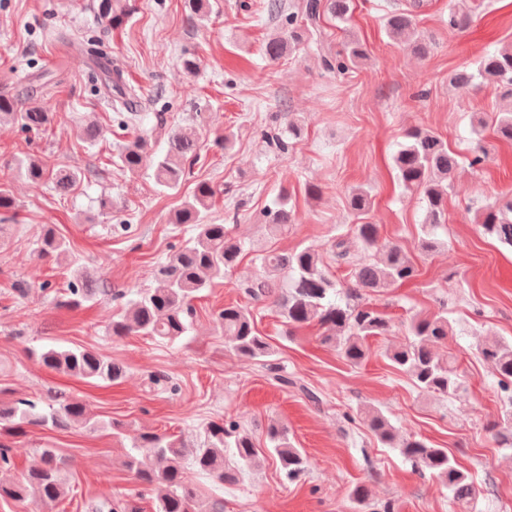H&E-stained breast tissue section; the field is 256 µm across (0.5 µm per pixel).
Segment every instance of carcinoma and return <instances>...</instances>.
<instances>
[{
  "label": "carcinoma",
  "instance_id": "obj_1",
  "mask_svg": "<svg viewBox=\"0 0 512 512\" xmlns=\"http://www.w3.org/2000/svg\"><path fill=\"white\" fill-rule=\"evenodd\" d=\"M188 18L202 22L207 17L205 0H185ZM353 9V0H306L305 18L315 22L322 15L346 22ZM385 27L395 40L407 43L419 56L429 53V45L411 40L417 27V16L411 11H393L385 17ZM299 33H275L263 44L265 56L272 62L292 53ZM367 49L358 40H350L336 56L324 59L330 69L344 71L366 59ZM512 86V44L481 56L476 71L455 72L451 81L469 85L474 80ZM120 124L137 125L140 133L125 143L119 154V166L130 174L152 170L156 189L166 195L179 192L185 172L200 159L199 129L206 118L199 113L192 123L170 129L166 147L156 151L148 139L144 116L132 110L118 113ZM52 119L47 105L24 103L0 94V122L10 121L29 131H39ZM494 133L499 139L512 141V107L498 112ZM462 164L461 157L450 150L435 133L413 128L406 133V142L392 156L397 180L407 191L419 193L425 202V217L421 224L420 249L433 252L441 246L435 230L446 221L448 180ZM18 174L32 183L49 180L60 195L68 194L81 181V171L63 164L49 166L39 159L25 157L17 163ZM214 188L206 182L195 186L174 212L172 223L187 224L191 236L174 247L166 260L152 272V285L141 291L112 292L105 280L93 281L76 274L67 289L64 306L79 307L99 295H113L125 301L123 312L112 320L111 335L122 338L130 334L148 336L173 343L186 335L193 323L192 301L224 278L239 262L243 243L226 224H214L209 218ZM372 196L363 188L348 195V208L359 220L352 232L364 251V257L354 262L347 239L337 235L323 256L309 247L286 252H269L259 257L267 275L250 281L245 294L253 302L274 303L280 309L285 335L307 324L323 329V339L336 344L343 358L353 366L367 357V341L387 335L393 328L391 318L366 301L369 292H388L417 276V268L405 250L392 242H380L379 225L368 220ZM266 221L275 231L295 223L296 211L284 197L275 199L266 209ZM482 232L512 247V197L485 207L478 218ZM69 246L51 226H46L39 253L43 257L60 258ZM350 267L347 282L329 275L331 265ZM224 339L241 356L266 362L274 355L270 344L256 327L254 310L246 305H224L216 315ZM410 338L404 345L387 348L385 357L397 370L405 373L413 386L425 393L451 399L462 387L457 360L443 358L434 346L448 340L452 326L448 312L438 311L412 319ZM484 361L491 364L497 385L512 404V339L493 336L478 347ZM43 366L62 371L87 382L117 383L125 377V368L112 358L92 349H62L50 347L40 352ZM366 420L377 440L387 448H397L415 471L438 479L452 494L459 512H473L480 489L468 472L462 470L446 448H436L416 436L403 437L383 411L360 407L347 415ZM73 423L96 426L87 404L78 397H67L46 410L35 402L20 399L0 403V425L13 432L27 426L65 430ZM495 441L504 448L512 446V407L506 409L501 421L493 426ZM268 453L278 462L285 476L293 480L305 470L306 460L300 449L291 443L288 430L279 424L268 427ZM134 454L128 456L127 467L137 482L154 493L155 512H224V503L216 498L202 501L195 479H206L221 489L233 485L253 467L260 451L252 434L235 421H211L204 429V439L189 448L178 437L142 431L131 439ZM230 457H225L226 452ZM67 461L53 448L41 452L40 464L29 469L15 481L0 482V499H10L19 512H41V506L64 496L62 473ZM92 512H141L138 499L119 500L102 495L92 506Z\"/></svg>",
  "mask_w": 512,
  "mask_h": 512
}]
</instances>
